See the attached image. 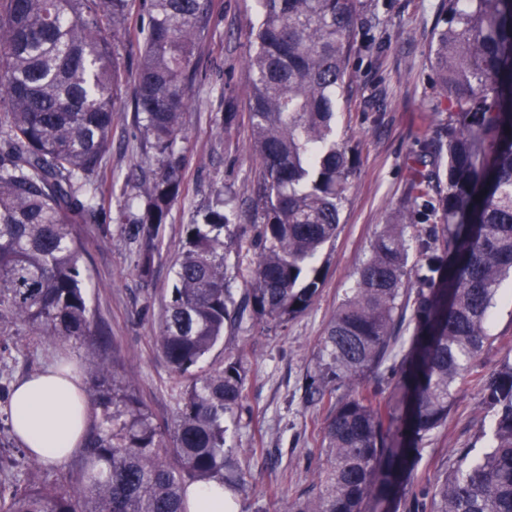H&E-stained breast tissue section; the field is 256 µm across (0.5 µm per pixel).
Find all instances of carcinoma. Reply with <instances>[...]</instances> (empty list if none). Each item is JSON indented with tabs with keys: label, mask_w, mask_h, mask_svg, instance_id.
I'll list each match as a JSON object with an SVG mask.
<instances>
[{
	"label": "carcinoma",
	"mask_w": 512,
	"mask_h": 512,
	"mask_svg": "<svg viewBox=\"0 0 512 512\" xmlns=\"http://www.w3.org/2000/svg\"><path fill=\"white\" fill-rule=\"evenodd\" d=\"M247 65L251 147L262 165L253 234L236 240L235 305L224 231L233 197L212 193L186 225L158 351L184 385L173 427L97 365L96 414L78 472L41 479L22 455L25 486L0 482V512H187L193 485L218 484L230 510L246 492L224 416L246 370L227 355L187 376L250 309L268 323L305 312L324 281L318 255L336 239L352 161L336 141V95L361 37L362 0H258ZM135 0H0V336L56 343L92 335L75 225L101 209L99 180L121 92L120 50ZM140 64L132 89L142 148L154 169L119 220L154 246L184 191V142L200 42L212 0H140ZM431 81L448 136L411 167L410 224H386L321 343L308 389L327 400L324 467L286 512H512V359L479 378L492 416L480 453L427 483L417 467L446 426L454 395L477 373L490 309L512 278V0H442ZM412 229L406 235V228ZM417 261L408 267L409 251ZM372 377L377 386L353 382ZM393 388L380 397L382 386ZM173 442L174 461L164 448Z\"/></svg>",
	"instance_id": "carcinoma-1"
}]
</instances>
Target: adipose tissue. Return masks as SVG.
<instances>
[{
	"instance_id": "1",
	"label": "adipose tissue",
	"mask_w": 512,
	"mask_h": 512,
	"mask_svg": "<svg viewBox=\"0 0 512 512\" xmlns=\"http://www.w3.org/2000/svg\"><path fill=\"white\" fill-rule=\"evenodd\" d=\"M12 430L38 459L59 462L83 446L90 413L75 372L59 366L20 382L11 396Z\"/></svg>"
}]
</instances>
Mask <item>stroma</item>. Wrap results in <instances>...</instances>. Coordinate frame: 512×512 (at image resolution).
I'll return each mask as SVG.
<instances>
[{"label": "stroma", "instance_id": "obj_1", "mask_svg": "<svg viewBox=\"0 0 512 512\" xmlns=\"http://www.w3.org/2000/svg\"><path fill=\"white\" fill-rule=\"evenodd\" d=\"M361 18L382 48L377 55L355 59L348 88L336 96V139L353 155L354 168L338 235L320 258L321 291L305 313L277 328L246 314L241 325L225 330L223 344L208 357L214 363L239 354L246 369L243 406L224 418L247 478L236 512H283L289 500L315 482L327 406L310 401L305 380L318 370L322 338L354 287L375 234L383 225L405 220L415 155L424 143L435 144L445 136L448 114L432 88L429 60L441 0H379L378 10L362 12ZM260 21L257 0H214L190 89L195 110L187 131L184 192L161 228L146 278L139 273L132 227L117 219L120 204L132 192L128 177L144 162L131 90L123 88L102 171L112 195L96 220L77 227L80 264L90 283L89 307L105 334L63 345L24 334L0 343V453L16 454L17 442L8 428L14 384L56 361L71 363L88 389L96 363L107 358L116 379L147 404L156 422L173 424L183 394L155 337L174 282L183 228L216 185L236 192L239 199L226 247L250 235L255 219L259 160L250 151L252 76L246 61L254 50L251 32ZM228 109L236 114L229 127L224 124ZM489 334L480 357L483 374L512 357L511 282L504 283L491 310ZM490 421L479 386L467 383L454 397L447 428L431 435L420 474L434 480L450 471L457 449L474 443L479 426Z\"/></svg>", "mask_w": 512, "mask_h": 512}]
</instances>
